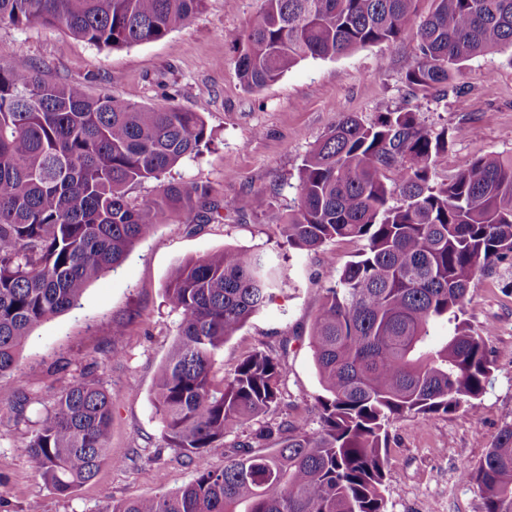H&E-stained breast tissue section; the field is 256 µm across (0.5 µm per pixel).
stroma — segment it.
I'll return each mask as SVG.
<instances>
[{
    "label": "stroma",
    "instance_id": "35a3bbf8",
    "mask_svg": "<svg viewBox=\"0 0 512 512\" xmlns=\"http://www.w3.org/2000/svg\"><path fill=\"white\" fill-rule=\"evenodd\" d=\"M259 7L260 0H206L188 25L164 38L112 49L55 27L0 23L1 65L20 47L47 81L82 86L94 97L109 95L145 107L171 103L202 113L205 142L169 177L208 187L221 205L220 217L198 224L170 213L117 269L93 280L77 306L33 330L15 373L0 376V512H28L33 504L40 512H101L110 501L174 491L193 479L192 466L164 440L153 405L155 375L181 321L165 286L182 263L227 247L283 254L288 279L272 302L225 342L219 372L232 376L245 356L264 352L283 363L285 375L278 407L230 429L223 447L210 449L211 465L223 468L225 448L251 441L256 430L284 418H303L318 427L316 399L323 389L309 331L337 270L362 245L332 241L320 252L293 250L275 218L292 212L302 160L339 113L371 123L383 113L409 110L437 131L476 125L478 136L453 138L438 158L439 182L474 157L512 155V54L494 52L466 62L454 76L467 90L462 98L416 91L406 82L417 48L410 28L391 43L336 59H305L278 81L251 90L237 74L234 40ZM244 194L252 198V211L242 219L232 203ZM326 251L335 256L334 269L322 263ZM465 318L484 335L491 378L474 405L428 420L406 415L389 423L388 512H483L476 488L461 472L512 424L511 260L481 272ZM118 321L125 322L126 331L116 339L112 326ZM113 349L121 351V359H110ZM81 377L112 395V456L132 454L136 460L105 465L92 481L60 497L18 448L35 432L40 413L52 406L57 392ZM22 388L32 403L20 419L14 403Z\"/></svg>",
    "mask_w": 512,
    "mask_h": 512
}]
</instances>
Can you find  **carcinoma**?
I'll return each instance as SVG.
<instances>
[{"label": "carcinoma", "instance_id": "cac0c4a2", "mask_svg": "<svg viewBox=\"0 0 512 512\" xmlns=\"http://www.w3.org/2000/svg\"><path fill=\"white\" fill-rule=\"evenodd\" d=\"M261 0L236 38L250 89L308 57L336 58L394 41L417 26L407 84L456 91L464 62L512 52V0ZM205 0H0V22L57 27L97 47L159 40ZM206 139L199 112L142 107L45 81L20 50L0 66V376L14 371L32 330L72 308L90 283L180 209L187 222L219 213L206 188L164 180ZM448 131L412 112L366 124L344 113L305 156L296 208L282 220L288 247L362 241L358 259L326 289L310 332L324 394L320 426L281 421L212 468L227 431L277 407L283 365L255 352L215 382L224 343L272 299L282 270L271 256L225 248L179 267L166 285L180 312L174 347L155 379L165 440L193 466L183 487L114 502L102 512H387V425L428 420L479 399L492 374L483 337L464 319L479 272L512 255V156L470 160L434 180ZM158 182L140 202L132 186ZM448 326L440 345L431 328ZM112 395L86 379L66 385L19 452L60 497L112 460ZM483 512H512V424L462 471Z\"/></svg>", "mask_w": 512, "mask_h": 512}]
</instances>
